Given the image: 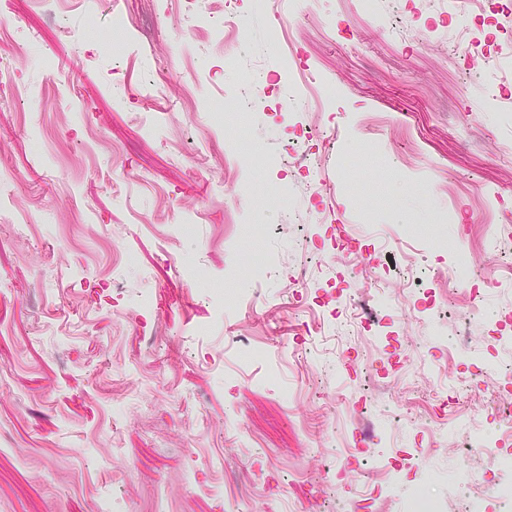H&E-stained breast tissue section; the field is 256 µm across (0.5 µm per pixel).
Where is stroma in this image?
<instances>
[{
  "mask_svg": "<svg viewBox=\"0 0 512 512\" xmlns=\"http://www.w3.org/2000/svg\"><path fill=\"white\" fill-rule=\"evenodd\" d=\"M377 8L378 21L356 0H270L245 11L229 59L167 0H99L90 16L0 0V185L31 221L0 223V512H335L365 459L397 471L377 512L420 498L464 512L475 475L490 486L482 512H512V471L471 448L512 457L481 400L487 379L512 393V273L467 278L445 313L427 308L439 283L402 285L407 255L452 274L459 249L484 261L493 239L512 253V113L487 100L490 74L461 72L462 15ZM383 22L419 34L399 41ZM294 25L303 60L348 91L335 109L275 108L288 46L268 33ZM257 64L263 98L221 122ZM302 125L331 137L315 198L280 159ZM252 224L271 231L253 239ZM350 236L381 256L384 337L338 308L336 345L317 353L281 296L306 245L340 256ZM255 253L277 265L257 290L271 307L251 318L238 294ZM434 387L452 410L430 448L415 420L433 414ZM362 401L365 447L350 409Z\"/></svg>",
  "mask_w": 512,
  "mask_h": 512,
  "instance_id": "stroma-1",
  "label": "stroma"
}]
</instances>
